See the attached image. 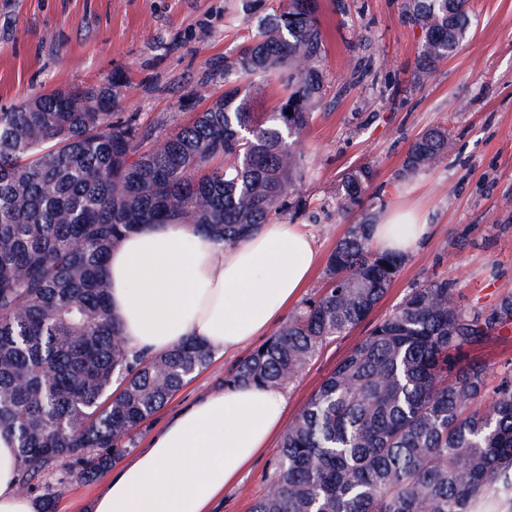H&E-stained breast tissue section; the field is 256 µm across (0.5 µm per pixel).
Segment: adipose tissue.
Segmentation results:
<instances>
[{
  "label": "adipose tissue",
  "mask_w": 512,
  "mask_h": 512,
  "mask_svg": "<svg viewBox=\"0 0 512 512\" xmlns=\"http://www.w3.org/2000/svg\"><path fill=\"white\" fill-rule=\"evenodd\" d=\"M430 230L425 220L397 215L373 225L371 236L378 250L407 255ZM317 261L313 236L297 224L264 225L232 246L189 224H147L111 252V313L136 350L159 355L192 338L235 353L283 320ZM285 408L281 389L251 384L198 399L111 476L93 512H211L269 450ZM17 468L12 438L0 431V512H37L17 490Z\"/></svg>",
  "instance_id": "adipose-tissue-1"
}]
</instances>
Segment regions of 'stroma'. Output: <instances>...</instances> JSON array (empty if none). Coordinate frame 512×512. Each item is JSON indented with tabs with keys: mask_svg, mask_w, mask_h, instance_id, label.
I'll use <instances>...</instances> for the list:
<instances>
[{
	"mask_svg": "<svg viewBox=\"0 0 512 512\" xmlns=\"http://www.w3.org/2000/svg\"><path fill=\"white\" fill-rule=\"evenodd\" d=\"M278 0H0V111L36 91L97 85L126 74L117 118L136 115L142 129L164 134L188 122L184 103L205 109L224 85V59L236 55L247 18ZM405 0H319L325 34L324 93L299 139L305 175L304 225L319 264L303 297L324 284L325 266L348 222L324 202L347 170L376 169L369 190L376 222L411 209L432 229L406 260L370 316L329 341L282 392L293 421L337 363L406 296L415 283H453L466 311L490 313L512 295V0H469L470 38L427 72L417 60L419 28L404 18ZM448 126L453 147L434 169L401 177L408 149L424 130ZM239 354L214 355L139 427L135 448L197 399L223 390ZM276 471L267 451L224 490L213 512H251ZM109 478L70 480L55 512H90Z\"/></svg>",
	"mask_w": 512,
	"mask_h": 512,
	"instance_id": "obj_1",
	"label": "stroma"
}]
</instances>
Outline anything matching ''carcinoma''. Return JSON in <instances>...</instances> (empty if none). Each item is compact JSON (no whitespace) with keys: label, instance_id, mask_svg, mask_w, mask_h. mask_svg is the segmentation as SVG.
Listing matches in <instances>:
<instances>
[{"label":"carcinoma","instance_id":"carcinoma-1","mask_svg":"<svg viewBox=\"0 0 512 512\" xmlns=\"http://www.w3.org/2000/svg\"><path fill=\"white\" fill-rule=\"evenodd\" d=\"M317 0H282L224 59V95L162 137L109 109L126 77L37 92L0 112V429L18 451L17 489L54 512L57 487L95 477L214 352L190 339L160 355L127 346L108 305L112 246L145 224L180 221L235 245L298 209L296 143L323 94ZM427 71L469 34L468 0H406ZM282 100L259 112L264 86ZM291 114H286V110ZM445 128L420 134L400 176L448 155ZM369 163L336 182L348 225L327 286L303 301L224 385L283 386L323 345L363 322L404 258L373 247ZM512 319L467 314L446 280L412 288L336 365L275 450L277 468L253 512H477L493 497L512 512V367L486 394L488 372L465 359Z\"/></svg>","mask_w":512,"mask_h":512}]
</instances>
